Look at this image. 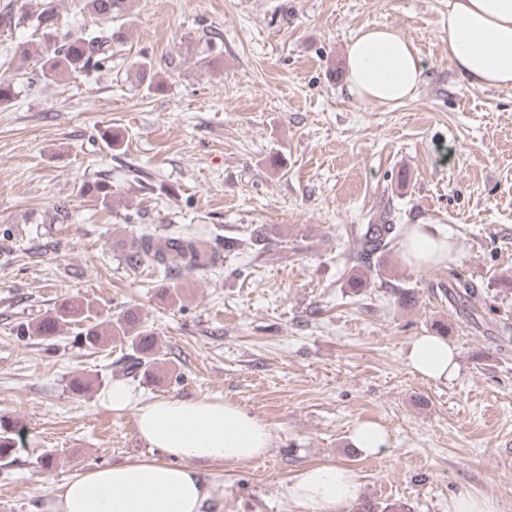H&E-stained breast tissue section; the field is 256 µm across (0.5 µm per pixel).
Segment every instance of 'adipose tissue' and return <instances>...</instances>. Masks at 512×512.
Returning a JSON list of instances; mask_svg holds the SVG:
<instances>
[{
  "label": "adipose tissue",
  "mask_w": 512,
  "mask_h": 512,
  "mask_svg": "<svg viewBox=\"0 0 512 512\" xmlns=\"http://www.w3.org/2000/svg\"><path fill=\"white\" fill-rule=\"evenodd\" d=\"M448 58L476 88L512 89V0H448L442 31ZM346 89L356 99L394 106L413 98L423 81L419 50L390 27L364 28L346 48ZM452 244L430 224H413L401 244L412 267L447 262ZM412 369L440 383L459 370L458 352L445 337H417L407 355ZM116 410H132L140 437L161 449L166 462L94 469L60 484L45 512H201L210 488L203 465L258 459L271 447L265 422L217 399L145 401L116 383L103 396ZM285 491L304 512H351L359 495L352 470L315 465L289 477Z\"/></svg>",
  "instance_id": "ef3b65f1"
}]
</instances>
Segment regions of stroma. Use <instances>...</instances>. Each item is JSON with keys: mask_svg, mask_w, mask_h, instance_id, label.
Instances as JSON below:
<instances>
[{"mask_svg": "<svg viewBox=\"0 0 512 512\" xmlns=\"http://www.w3.org/2000/svg\"><path fill=\"white\" fill-rule=\"evenodd\" d=\"M131 14L111 68L22 88L0 108V415L23 433L0 460V512H35L79 472L163 460L131 410L102 402L117 382L144 399L229 401L270 428L265 457L202 467L203 512H303L287 478L336 463L377 505L452 512L467 491L512 512L500 462L512 452V348L494 339L512 323V89L456 72L440 37L448 0H131ZM372 26L420 51L423 82L396 106L345 89L346 47ZM209 41L224 50L216 69L200 63ZM141 55L162 90L130 69ZM101 179L108 209L79 194ZM382 218L435 225L453 259L413 269L394 244L356 260L357 225ZM175 230L260 233L264 247L179 276L172 297L162 271H131L124 253ZM452 271L483 289L480 324L441 296ZM68 296L108 320L137 310L157 340L154 376L128 375L120 343L75 344L74 325L17 336ZM442 331L460 363L445 384L407 360L416 337ZM363 420L387 433L368 456L350 441Z\"/></svg>", "mask_w": 512, "mask_h": 512, "instance_id": "stroma-1", "label": "stroma"}]
</instances>
